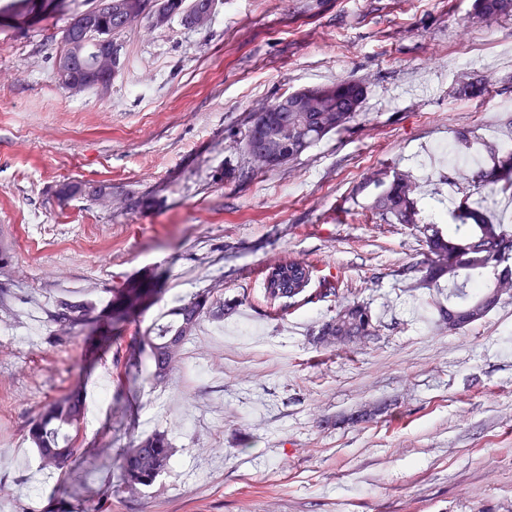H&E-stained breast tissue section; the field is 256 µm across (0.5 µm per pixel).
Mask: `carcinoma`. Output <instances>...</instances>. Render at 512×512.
Returning a JSON list of instances; mask_svg holds the SVG:
<instances>
[{
	"instance_id": "1",
	"label": "carcinoma",
	"mask_w": 512,
	"mask_h": 512,
	"mask_svg": "<svg viewBox=\"0 0 512 512\" xmlns=\"http://www.w3.org/2000/svg\"><path fill=\"white\" fill-rule=\"evenodd\" d=\"M511 14L512 0H473V15L478 19ZM62 71L80 74L66 44L56 57L54 75ZM315 92L318 96L309 97L306 87L276 99L279 108L263 118H255L245 147L261 145L268 134L291 138L300 129L307 149L327 134L347 127L360 111L364 99L362 85L347 78L318 85ZM487 92V85L478 78H471L456 89L459 96L473 99ZM489 153L491 164L471 170L469 186L511 194L512 150L491 147ZM367 184L378 189L371 207L372 216L385 224H400L416 232L425 243L427 267L423 281L435 286L438 279L448 278V309L440 310L443 320H448V310L465 313L495 292L489 271L499 264L502 253L512 254V232L491 222L484 207L470 201L468 192H462L452 212L454 227L446 233L439 225L422 221L411 174L396 168L378 170ZM213 306L210 293H197L174 309L172 319L154 329V335L145 337V352L154 378L162 379L176 367L183 345L195 334L201 319ZM336 314L344 315L351 333L373 335L372 317L363 305L353 303L348 309L340 306ZM86 320V310L68 302L60 303L53 318L59 334L69 333ZM86 411L83 388L77 384L45 405L29 422L27 438L37 450L42 469L63 470L81 457L91 465L96 462V457L78 443ZM172 455L167 433L159 430L121 449L119 481L123 492L135 497L151 487L168 468Z\"/></svg>"
}]
</instances>
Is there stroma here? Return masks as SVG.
I'll list each match as a JSON object with an SVG mask.
<instances>
[{
	"mask_svg": "<svg viewBox=\"0 0 512 512\" xmlns=\"http://www.w3.org/2000/svg\"><path fill=\"white\" fill-rule=\"evenodd\" d=\"M473 0H217L210 27L142 23L121 38L106 96L54 79L64 27L88 0L31 11L0 0V512H512V295L448 330V291L425 287L426 248L366 215L381 168L410 172L421 217L451 224L444 143L469 157L512 120V15L474 22ZM491 64L485 97H457ZM344 77L362 108L281 167L253 171L252 120L273 100ZM77 183L81 194L59 189ZM109 186L111 201L99 200ZM313 267L311 302L267 298V269ZM336 287L338 296L319 298ZM210 290L165 382L139 341L179 301ZM90 322L56 334L60 300ZM376 331L326 345L339 303ZM87 381V448L167 431L174 462L136 498L116 464L39 471L30 419Z\"/></svg>",
	"mask_w": 512,
	"mask_h": 512,
	"instance_id": "1",
	"label": "stroma"
}]
</instances>
